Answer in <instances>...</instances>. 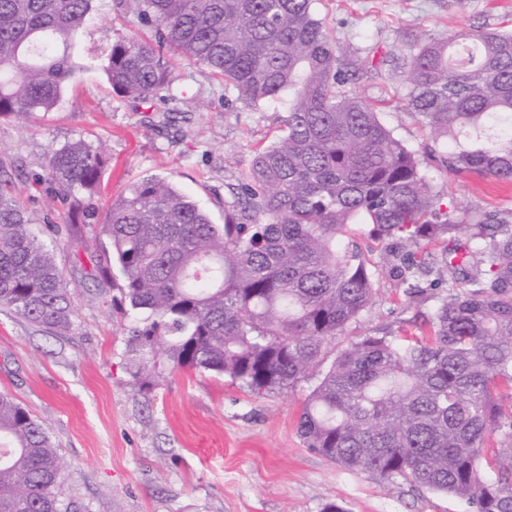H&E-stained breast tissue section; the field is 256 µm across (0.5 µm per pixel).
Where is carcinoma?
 <instances>
[{
	"label": "carcinoma",
	"mask_w": 512,
	"mask_h": 512,
	"mask_svg": "<svg viewBox=\"0 0 512 512\" xmlns=\"http://www.w3.org/2000/svg\"><path fill=\"white\" fill-rule=\"evenodd\" d=\"M147 35L112 42L104 72L120 97L173 90L174 57L205 67L245 103L286 102L215 224L172 182L148 177L102 210L109 157L77 140L46 155L70 228L100 225L121 274L114 309L138 320L125 365L150 391L166 371L224 375L253 394L309 384L307 448L356 471L452 494L471 512H512V211L460 206L415 152L348 89L349 73L407 71L405 109L455 172L512 180V32L416 39L379 62L333 38L315 0H115ZM93 0H0V118L55 109L75 72ZM0 180V306L51 331L71 325L62 270ZM357 224L393 243L406 299L436 301L431 336H359L321 369L338 332L375 294L376 273L341 243ZM501 436L500 449L482 454ZM48 430L0 393V512H67Z\"/></svg>",
	"instance_id": "1"
}]
</instances>
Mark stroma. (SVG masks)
<instances>
[{"label":"stroma","instance_id":"obj_1","mask_svg":"<svg viewBox=\"0 0 512 512\" xmlns=\"http://www.w3.org/2000/svg\"><path fill=\"white\" fill-rule=\"evenodd\" d=\"M315 7L332 37L361 58L406 48L420 34L512 29V0H317ZM139 28L133 9L97 0L57 109L0 119V164L53 249L73 309L70 328L53 332L0 307V391L59 448L68 512H322L331 501L345 512H467L453 495L351 471L309 450L297 432L308 385L257 396L203 370L165 373L145 394L131 385L124 356L132 322L112 311L121 275L99 273L97 225L72 234L47 185H34L48 150L78 139L103 146L111 158L104 200L164 175L220 224L230 186L244 183L256 149L280 134L287 114L281 100L243 103L186 60L175 63L172 96L148 106L117 96L103 71L106 53L116 36ZM407 86L406 75L367 69L351 89L377 102L381 121L424 157L432 142L404 109ZM427 174L463 206L512 209V181L435 164ZM344 237L379 277L372 303L337 336V348L358 336L427 333L419 307L385 269L384 244L355 225Z\"/></svg>","mask_w":512,"mask_h":512}]
</instances>
